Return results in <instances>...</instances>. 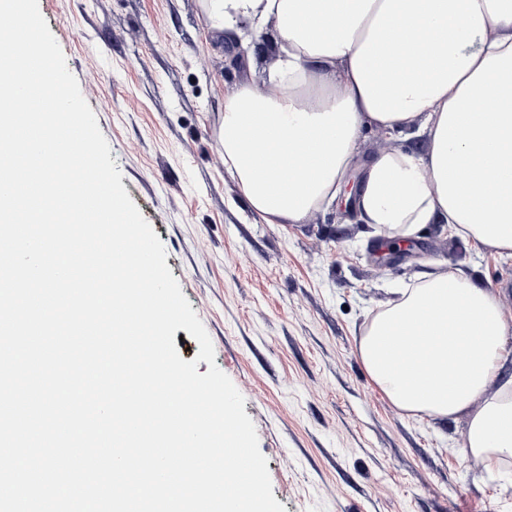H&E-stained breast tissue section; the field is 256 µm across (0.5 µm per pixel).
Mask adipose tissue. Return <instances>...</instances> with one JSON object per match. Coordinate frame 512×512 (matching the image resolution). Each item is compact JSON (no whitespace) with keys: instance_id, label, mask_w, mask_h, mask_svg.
Listing matches in <instances>:
<instances>
[{"instance_id":"adipose-tissue-1","label":"adipose tissue","mask_w":512,"mask_h":512,"mask_svg":"<svg viewBox=\"0 0 512 512\" xmlns=\"http://www.w3.org/2000/svg\"><path fill=\"white\" fill-rule=\"evenodd\" d=\"M217 32L249 20L280 55L267 82L224 104L218 140L250 208L304 223L337 200L372 126L417 128L425 154L381 151L363 165L361 222L388 241L442 222L512 258V0H204ZM288 156L260 171L262 151ZM512 335L496 295L432 272L375 316L358 343L400 410L467 420L461 450L512 458V378L496 383Z\"/></svg>"}]
</instances>
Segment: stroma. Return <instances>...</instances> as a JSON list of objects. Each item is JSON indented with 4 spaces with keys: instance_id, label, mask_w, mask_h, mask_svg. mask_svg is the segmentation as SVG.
I'll return each mask as SVG.
<instances>
[{
    "instance_id": "stroma-1",
    "label": "stroma",
    "mask_w": 512,
    "mask_h": 512,
    "mask_svg": "<svg viewBox=\"0 0 512 512\" xmlns=\"http://www.w3.org/2000/svg\"><path fill=\"white\" fill-rule=\"evenodd\" d=\"M110 145L121 183L205 326L214 363L245 399L286 512H512V460L462 457L465 420L414 416L358 354L367 320L440 267L476 277L512 315V259L427 225L393 261L337 200L302 224L252 213L224 165L226 99L262 83L201 0H38ZM423 153L424 135L365 132L357 157Z\"/></svg>"
}]
</instances>
